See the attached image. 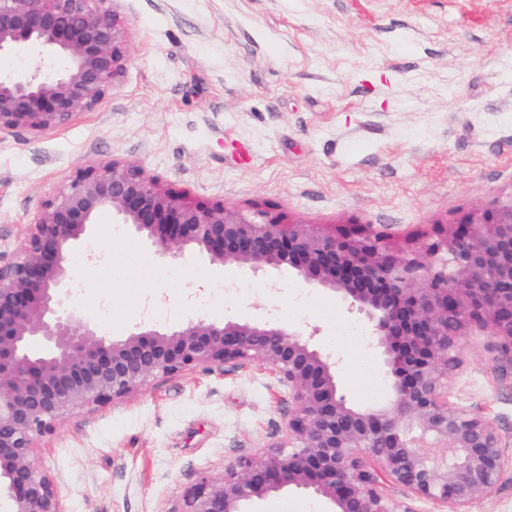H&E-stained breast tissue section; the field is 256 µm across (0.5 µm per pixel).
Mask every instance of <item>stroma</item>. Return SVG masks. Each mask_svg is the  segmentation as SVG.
Returning <instances> with one entry per match:
<instances>
[{"instance_id": "35a3bbf8", "label": "stroma", "mask_w": 512, "mask_h": 512, "mask_svg": "<svg viewBox=\"0 0 512 512\" xmlns=\"http://www.w3.org/2000/svg\"><path fill=\"white\" fill-rule=\"evenodd\" d=\"M128 30V59L101 103L66 125L0 132V257L77 173L138 163L203 206L264 213L327 230L371 226L412 253L451 224L512 203V0H100ZM95 262L72 266L75 307L112 304L113 337L140 323L137 289L186 321L232 311L314 325L332 345L348 315L334 294L288 272L272 278L196 253L160 258L97 217ZM150 276H142L143 265ZM452 401L494 421L503 466L496 493L470 512H512V363L467 336ZM363 400L388 380L368 346L337 348ZM294 403L256 368L161 375L124 400L69 413L39 441L68 512H182L188 489L239 453L286 439Z\"/></svg>"}]
</instances>
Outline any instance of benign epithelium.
Here are the masks:
<instances>
[{
    "mask_svg": "<svg viewBox=\"0 0 512 512\" xmlns=\"http://www.w3.org/2000/svg\"><path fill=\"white\" fill-rule=\"evenodd\" d=\"M95 2L0 0V55L24 46L41 58L28 75L0 73V131L63 125L121 77L127 30ZM103 209L163 258L198 251L257 276L287 268L331 292L363 328L389 398L353 402L338 379L341 359L314 341L316 327L229 311L222 321L196 313L172 327L136 324L123 339L100 331L73 304L69 257ZM465 336L491 337L512 361V204L405 257L381 233L201 206L134 162L90 166L29 223L17 254L0 260V503L5 512H67L34 455L69 412L125 398L160 374L257 364L291 392L288 442L201 476L184 512H255L287 491L322 499L330 512H415L382 492L384 480L413 500L469 512L496 492L502 461L494 422L448 402ZM35 340L45 354L31 353Z\"/></svg>",
    "mask_w": 512,
    "mask_h": 512,
    "instance_id": "7a95c632",
    "label": "benign epithelium"
}]
</instances>
